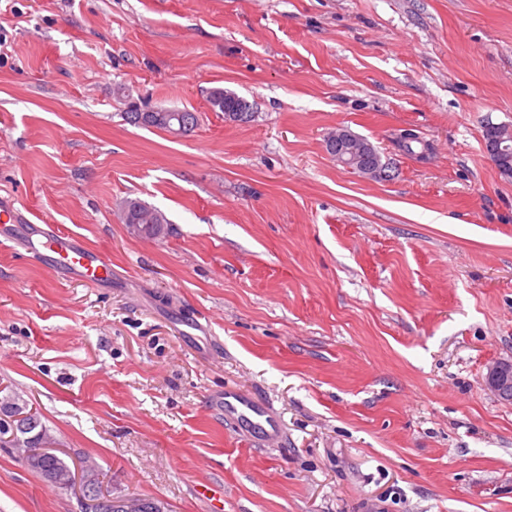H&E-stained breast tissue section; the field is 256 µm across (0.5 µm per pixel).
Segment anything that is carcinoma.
<instances>
[{
	"label": "carcinoma",
	"instance_id": "1",
	"mask_svg": "<svg viewBox=\"0 0 512 512\" xmlns=\"http://www.w3.org/2000/svg\"><path fill=\"white\" fill-rule=\"evenodd\" d=\"M208 102L215 112L224 114V118L233 119L238 113L251 121L253 112L251 105L238 95L214 88L208 94ZM158 113L171 117L172 121L182 120L181 135L186 136L194 131L198 123L195 112L181 109H160ZM501 137L503 161L499 164L502 172L512 174V134L506 129H497L492 125L485 128V140L490 141ZM122 213L124 223L139 225V235L146 238H157L164 233L168 219L159 209L146 205L137 199L124 201ZM46 442H53L46 427L42 425L40 414L28 409L27 404L20 403V398L10 387L0 389V444L12 448H38ZM30 471L49 483L69 468V463L57 453L31 454L24 456Z\"/></svg>",
	"mask_w": 512,
	"mask_h": 512
}]
</instances>
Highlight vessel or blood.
<instances>
[{
	"instance_id": "obj_1",
	"label": "vessel or blood",
	"mask_w": 512,
	"mask_h": 512,
	"mask_svg": "<svg viewBox=\"0 0 512 512\" xmlns=\"http://www.w3.org/2000/svg\"><path fill=\"white\" fill-rule=\"evenodd\" d=\"M25 249L34 261L78 280L101 284L112 277V268L101 253L84 245L78 237L58 231L52 224L33 225ZM216 408L226 420L261 441L276 445L283 438L273 409L253 394L225 388Z\"/></svg>"
}]
</instances>
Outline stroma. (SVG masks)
Instances as JSON below:
<instances>
[{"label": "stroma", "instance_id": "35a3bbf8", "mask_svg": "<svg viewBox=\"0 0 512 512\" xmlns=\"http://www.w3.org/2000/svg\"><path fill=\"white\" fill-rule=\"evenodd\" d=\"M132 100L199 125H131ZM489 124L512 129V0H0V197L112 266L90 287L0 244V383L165 512H512V402L484 383L512 359ZM339 128L388 178L330 156ZM128 198L165 234L132 235ZM227 386L285 442L226 424ZM0 512L79 505L0 447ZM208 102L213 111L222 112L225 119L232 121L236 111H239V115L245 117L247 122L251 121L254 114L248 101L224 88H213L208 94ZM156 114H165L166 116H170L171 120L178 125L177 117H181L183 122L182 132L180 134V129L170 128V133L175 135L186 136L189 135L194 129L198 126V115L196 112H191L189 110H181V109H160L156 110ZM122 213L123 220L129 224L134 232L146 238H158L164 233L166 224H170L166 215L159 209L146 205L137 199L124 201Z\"/></svg>", "mask_w": 512, "mask_h": 512}]
</instances>
